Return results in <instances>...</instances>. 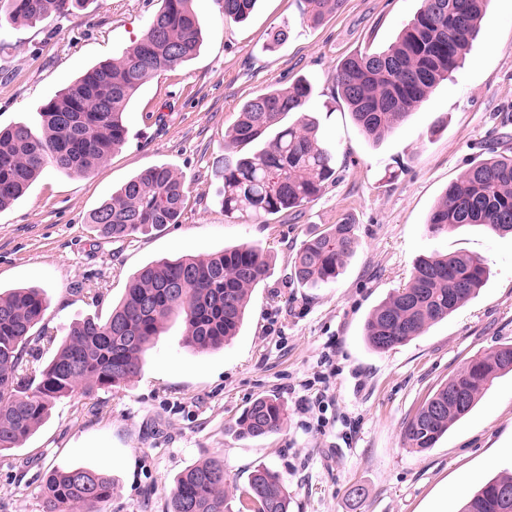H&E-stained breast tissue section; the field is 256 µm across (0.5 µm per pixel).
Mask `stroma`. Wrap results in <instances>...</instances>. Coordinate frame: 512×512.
<instances>
[{"label": "stroma", "mask_w": 512, "mask_h": 512, "mask_svg": "<svg viewBox=\"0 0 512 512\" xmlns=\"http://www.w3.org/2000/svg\"><path fill=\"white\" fill-rule=\"evenodd\" d=\"M160 0H91L35 26H0V127L38 121L43 104L87 68L136 42ZM421 0H344L315 28L296 0H258L241 22L218 0H193L199 53L136 95L126 144L87 174L47 169L0 211V290L46 292L47 341L55 353L70 326L108 317L129 280L151 261L210 254L246 242L268 256L245 320L223 350L199 354L171 316L141 374L114 389L57 401L20 448L0 453V512H43L48 473L82 464L114 478L101 512H167L176 477L218 455L229 488L260 467L276 471L289 512H431L512 470V374L495 379L475 409L433 448L407 447L404 430L424 401L474 356L512 342V239L476 226L435 234L427 221L448 185L490 149L512 150V0H490L463 67L438 84L409 120L368 140L332 74L340 60L387 48ZM288 40L267 50L271 30ZM305 79L306 104L336 156L335 179L296 212L249 222L226 216L215 166L235 146L228 132L242 105ZM166 164L185 181L176 224L127 240L101 239L92 210L130 177ZM351 219L360 245L336 281L309 288L291 277L308 234ZM453 253L489 267L479 293L420 336L376 352L367 315L405 287L419 259ZM276 395L281 431L244 439L235 421L256 398Z\"/></svg>", "instance_id": "1"}]
</instances>
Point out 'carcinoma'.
<instances>
[{
  "mask_svg": "<svg viewBox=\"0 0 512 512\" xmlns=\"http://www.w3.org/2000/svg\"><path fill=\"white\" fill-rule=\"evenodd\" d=\"M89 0H0V23L35 25L64 17ZM146 30L122 56L86 70L41 109V128L25 123L0 127V211L21 198L49 167L88 173L122 148L126 113L135 94L158 73L190 60L202 43L192 0H161ZM256 0H219L224 18L242 21ZM488 0H421L414 18L379 52H357L332 75L337 98L372 140L406 122L440 82L458 70L477 36ZM344 0H299L302 23L316 27ZM312 92L305 80L245 102L229 132L249 153H226L220 169L221 207L241 217L273 215L316 197L336 173V156L322 146L316 122L305 113ZM300 114L291 125L282 120ZM183 178L167 166L142 170L89 214L104 239L177 224L184 207ZM465 225L512 235V153L474 163L450 183L431 213L438 233ZM359 245L355 225L344 220L309 236L297 250L292 277L316 287L336 280ZM264 250L244 243L220 253L151 262L131 278L106 319L72 325L55 355L33 368L29 357L44 337L35 332L46 310L44 291L0 292V453L12 450L36 429L51 406L80 389L90 394L119 387L142 371L144 355L174 313L183 317V343L199 354L224 348L242 325L251 293L266 275ZM487 264L467 254L421 260L407 287L395 291L365 320L363 336L386 351L420 335L468 301L486 280ZM512 372V343L477 355L441 385L407 423L409 447H433L476 405L487 386ZM465 396L464 405L454 395ZM278 398L255 399L236 420L242 438L259 439L283 427ZM512 488V475L489 479L469 495L460 512H503L496 498ZM115 491L104 472L74 465L49 473L43 512H98ZM224 460L210 457L188 466L174 482L167 512H228ZM244 512H288V494L268 467L254 470L242 492Z\"/></svg>",
  "mask_w": 512,
  "mask_h": 512,
  "instance_id": "obj_1",
  "label": "carcinoma"
}]
</instances>
